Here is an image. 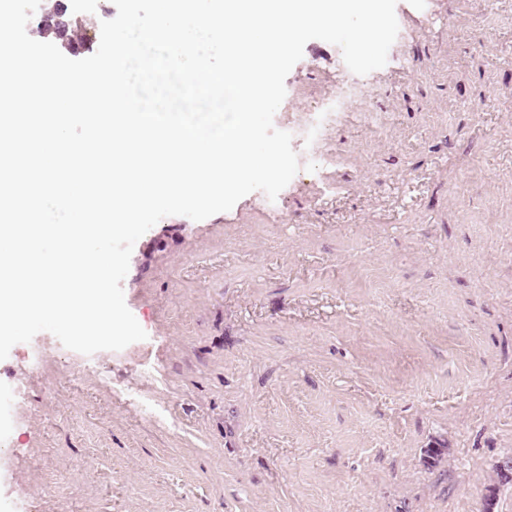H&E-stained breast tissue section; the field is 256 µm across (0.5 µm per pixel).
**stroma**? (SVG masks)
Here are the masks:
<instances>
[{"label":"stroma","mask_w":512,"mask_h":512,"mask_svg":"<svg viewBox=\"0 0 512 512\" xmlns=\"http://www.w3.org/2000/svg\"><path fill=\"white\" fill-rule=\"evenodd\" d=\"M102 2L45 6L94 51ZM395 14L353 103L382 123L331 129L335 167L138 239L147 337L111 384L48 332L0 360V512H512V0ZM340 56L307 42L281 112L335 91Z\"/></svg>","instance_id":"1"}]
</instances>
